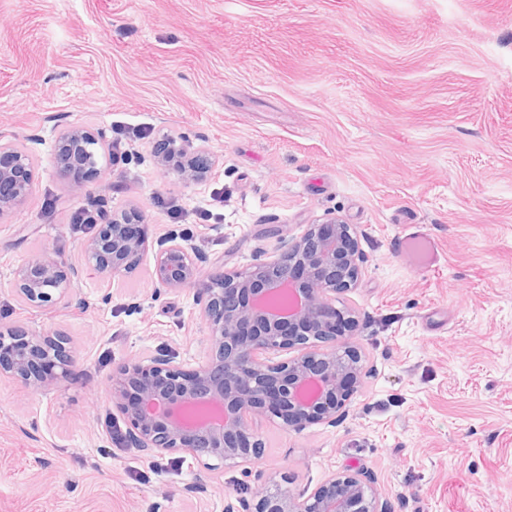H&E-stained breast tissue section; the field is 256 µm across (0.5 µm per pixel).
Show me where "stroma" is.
<instances>
[{"label":"stroma","mask_w":512,"mask_h":512,"mask_svg":"<svg viewBox=\"0 0 512 512\" xmlns=\"http://www.w3.org/2000/svg\"><path fill=\"white\" fill-rule=\"evenodd\" d=\"M102 131L100 177L73 193L59 132ZM0 133L29 150L32 191L0 217V323L65 335L77 378L43 394L0 378V512H246L253 493L308 496L360 473L389 512H512V0H0ZM184 137L216 164L163 172ZM139 209L176 231L201 278L241 270L332 215L363 257L352 342L368 372L345 416L204 467L128 447L107 383L123 362L210 349L190 290L85 260L76 209ZM423 234L416 269L397 240ZM49 248L78 269L49 313L14 271Z\"/></svg>","instance_id":"35a3bbf8"}]
</instances>
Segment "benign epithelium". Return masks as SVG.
Listing matches in <instances>:
<instances>
[{"instance_id":"7a95c632","label":"benign epithelium","mask_w":512,"mask_h":512,"mask_svg":"<svg viewBox=\"0 0 512 512\" xmlns=\"http://www.w3.org/2000/svg\"><path fill=\"white\" fill-rule=\"evenodd\" d=\"M101 133L82 128L60 132L55 168L74 193L83 174L99 173L92 160ZM158 167L187 182L203 179L213 153L190 142L154 150ZM32 155L0 133V216L21 207L33 186ZM156 244L154 277L164 288L195 289L210 331L209 355L186 369L166 355L120 365L108 382L112 407L127 425L132 448L160 456L178 454L197 463L239 464L261 456L263 441L248 429L250 414L277 418L299 431L334 422L362 386L365 371L350 336L338 328L354 318L336 308V294L356 285L362 256L350 225L336 217L312 224L299 237L281 240L269 260L246 271L219 272L202 283L198 258L181 236L167 232L149 241L135 211L103 212L84 254L104 278L136 272L139 258ZM75 272L44 249L14 274L17 294L47 311L73 290ZM322 343L328 349L315 350ZM302 353L273 362L267 350ZM68 339L56 332L0 324V378L42 393L72 376ZM251 512H385L363 479L352 473L330 477L305 499L283 489L263 488Z\"/></svg>"}]
</instances>
